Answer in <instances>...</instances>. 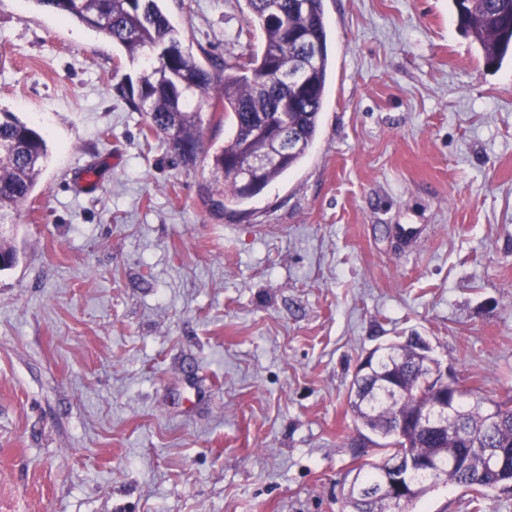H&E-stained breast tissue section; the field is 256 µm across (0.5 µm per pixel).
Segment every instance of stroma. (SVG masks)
Returning <instances> with one entry per match:
<instances>
[{"instance_id":"1","label":"stroma","mask_w":512,"mask_h":512,"mask_svg":"<svg viewBox=\"0 0 512 512\" xmlns=\"http://www.w3.org/2000/svg\"><path fill=\"white\" fill-rule=\"evenodd\" d=\"M204 67L260 52L246 0H160ZM306 158L240 205L146 132L142 61L0 0V112L50 160L0 236V512H343L359 364L418 333L512 404V59L452 0H324ZM97 172L85 185L80 172ZM439 487L413 512L473 510Z\"/></svg>"}]
</instances>
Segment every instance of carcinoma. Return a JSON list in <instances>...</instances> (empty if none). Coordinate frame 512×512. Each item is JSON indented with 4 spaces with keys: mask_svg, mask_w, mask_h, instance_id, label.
<instances>
[{
    "mask_svg": "<svg viewBox=\"0 0 512 512\" xmlns=\"http://www.w3.org/2000/svg\"><path fill=\"white\" fill-rule=\"evenodd\" d=\"M39 7L75 19L118 44L130 58L145 54L135 108L146 116L149 134L162 138L186 164L196 161L200 137L201 104L231 120L233 135L227 144L206 154L212 191L221 197L216 205L247 201L233 169L247 161L243 144L254 131L261 112L288 113V130L302 146L288 154L266 176L272 182L300 164L317 136L329 73V44L323 0H276L282 21L272 24L265 13L269 0H246L248 23L264 34V47L247 62L222 61L209 71L181 46L175 26L158 5L159 0H32ZM461 31L483 50L487 67H499L512 51V0H453ZM316 41L311 55L305 44ZM171 46L176 53L167 61L153 55ZM273 69L284 75L310 73L309 82L292 87L283 81L266 83L250 79L247 71L264 74ZM49 160L48 145L38 129L11 112H0V222L17 214L28 200ZM430 356L407 338L378 347L369 354L371 372L356 373L352 412L376 440L372 444L393 460L406 451L415 460L426 459L440 469L467 451V464L448 476L447 483L472 493L470 504L491 492L512 485V407L496 404L502 422L490 434L482 432L484 403H469L473 391L459 390L456 415L449 424L454 435L418 430L408 421L420 412L422 402L413 393L420 376L428 372ZM504 460L497 471L489 469L486 450ZM384 464L364 462L349 482L345 505L349 512H395L382 491ZM417 500L442 484L432 472L413 478Z\"/></svg>",
    "mask_w": 512,
    "mask_h": 512,
    "instance_id": "1",
    "label": "carcinoma"
}]
</instances>
